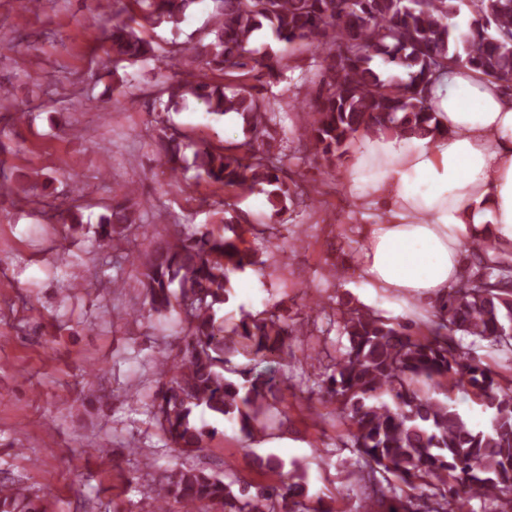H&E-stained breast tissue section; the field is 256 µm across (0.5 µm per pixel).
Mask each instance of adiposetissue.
<instances>
[{
	"instance_id": "ef3b65f1",
	"label": "adipose tissue",
	"mask_w": 512,
	"mask_h": 512,
	"mask_svg": "<svg viewBox=\"0 0 512 512\" xmlns=\"http://www.w3.org/2000/svg\"><path fill=\"white\" fill-rule=\"evenodd\" d=\"M443 132L354 144L346 181L370 221L354 271L369 296L424 308L461 281L473 249L512 253V96L467 66L432 85Z\"/></svg>"
}]
</instances>
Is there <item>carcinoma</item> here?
<instances>
[{"label":"carcinoma","mask_w":512,"mask_h":512,"mask_svg":"<svg viewBox=\"0 0 512 512\" xmlns=\"http://www.w3.org/2000/svg\"><path fill=\"white\" fill-rule=\"evenodd\" d=\"M139 16L114 17L101 65L117 72L150 59L176 62L149 104L167 112L189 98L217 116H239L245 145L186 141L164 125L158 156L179 175L193 149L197 176L226 190L266 195L277 216L303 202L302 185L271 152L277 142V102L267 86L312 53L315 90L305 99L308 119L300 146L332 167L357 136L437 134L440 124L428 92L449 68L467 65L512 94V0H467L473 19L458 30L451 19L460 0H210V27L196 43L155 47L137 28L179 27L196 0H134ZM269 34L279 49L257 48ZM129 189L100 220V237L113 239L140 222ZM215 232L179 231L157 243L141 262L139 284L150 312L176 315L182 345L160 356L151 422L184 455L196 456L216 436L213 420L234 419L244 437L264 428L263 417L288 389V358L302 342L300 324L284 309L244 313L229 323L219 312L235 276L261 264L241 247L244 234L264 235L242 213L226 216ZM346 343L326 353L330 364L318 394L336 403L349 423L353 457L345 470L371 483L362 512H454L453 505L491 497L512 512V375L472 353L487 347L512 353V259L474 256L461 284L432 309L424 327L387 318L364 306L339 304L334 312ZM471 338L470 347L462 339ZM241 355L253 365H236ZM444 390L448 400L425 387ZM474 396L490 415L473 428L449 396ZM400 485L387 497L385 485ZM305 473L295 469L272 483L228 482L193 466L169 472L150 488V502L174 500L191 512H333L310 502ZM0 512H47L43 499L22 485L0 484Z\"/></svg>","instance_id":"carcinoma-1"}]
</instances>
